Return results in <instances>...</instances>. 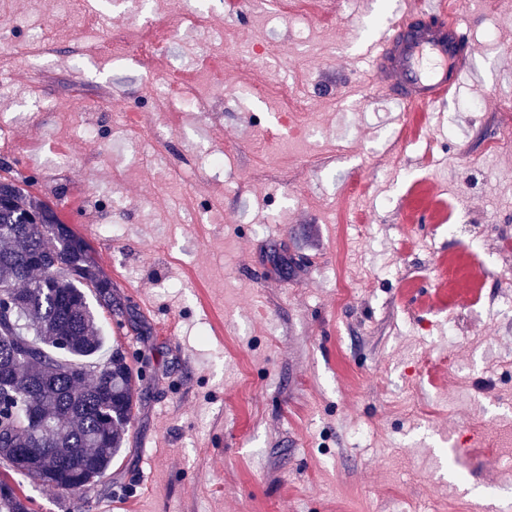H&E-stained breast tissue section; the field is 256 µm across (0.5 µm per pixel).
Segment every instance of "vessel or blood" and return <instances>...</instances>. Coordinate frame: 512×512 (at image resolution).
Segmentation results:
<instances>
[{
  "label": "vessel or blood",
  "mask_w": 512,
  "mask_h": 512,
  "mask_svg": "<svg viewBox=\"0 0 512 512\" xmlns=\"http://www.w3.org/2000/svg\"><path fill=\"white\" fill-rule=\"evenodd\" d=\"M373 68L404 109L444 107L476 73L477 57L445 0H421L411 18H399L375 46Z\"/></svg>",
  "instance_id": "1"
}]
</instances>
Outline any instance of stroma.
<instances>
[{"label":"stroma","mask_w":512,"mask_h":512,"mask_svg":"<svg viewBox=\"0 0 512 512\" xmlns=\"http://www.w3.org/2000/svg\"><path fill=\"white\" fill-rule=\"evenodd\" d=\"M49 2L0 0V53L24 75L0 126L36 143L0 140V174L95 249L127 309L101 313L106 344L142 376L111 468L74 494L23 483L32 512L511 505L512 0H449L484 78L405 116L356 49L400 0H196L205 24L166 52L188 72L221 56L201 94L222 110L203 118L158 106L141 54L71 52ZM140 2L99 0L94 41L165 25L178 0ZM32 40L54 53L22 54ZM216 204L222 223L187 222ZM451 253L478 255L480 303L448 301Z\"/></svg>","instance_id":"stroma-1"}]
</instances>
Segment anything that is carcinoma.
<instances>
[{"label":"carcinoma","mask_w":512,"mask_h":512,"mask_svg":"<svg viewBox=\"0 0 512 512\" xmlns=\"http://www.w3.org/2000/svg\"><path fill=\"white\" fill-rule=\"evenodd\" d=\"M112 308V280L93 248L60 218L57 207L0 178V455L5 449L47 448L20 476L60 492L76 490L64 469L102 476L121 452L136 409L134 368L119 349L99 359L105 337L85 289ZM34 412L44 422L31 425ZM12 468L0 473V512H30Z\"/></svg>","instance_id":"cac0c4a2"}]
</instances>
